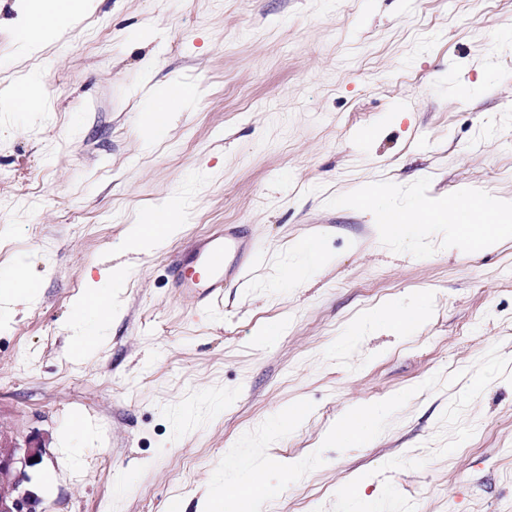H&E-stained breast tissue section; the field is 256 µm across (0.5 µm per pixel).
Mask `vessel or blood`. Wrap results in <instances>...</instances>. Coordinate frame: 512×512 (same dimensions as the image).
Instances as JSON below:
<instances>
[{
	"label": "vessel or blood",
	"mask_w": 512,
	"mask_h": 512,
	"mask_svg": "<svg viewBox=\"0 0 512 512\" xmlns=\"http://www.w3.org/2000/svg\"><path fill=\"white\" fill-rule=\"evenodd\" d=\"M261 250L248 241L238 227L224 229L194 241L186 256L175 264V286L202 301L220 298L225 289L243 283L248 270L259 260Z\"/></svg>",
	"instance_id": "1"
}]
</instances>
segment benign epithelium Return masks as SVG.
Returning a JSON list of instances; mask_svg holds the SVG:
<instances>
[{
    "label": "benign epithelium",
    "instance_id": "7a95c632",
    "mask_svg": "<svg viewBox=\"0 0 512 512\" xmlns=\"http://www.w3.org/2000/svg\"><path fill=\"white\" fill-rule=\"evenodd\" d=\"M45 447L31 438L23 448L12 447L0 434V512H47L43 500L25 487L28 469L42 462Z\"/></svg>",
    "mask_w": 512,
    "mask_h": 512
}]
</instances>
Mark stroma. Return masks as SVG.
<instances>
[{"label": "stroma", "mask_w": 512, "mask_h": 512, "mask_svg": "<svg viewBox=\"0 0 512 512\" xmlns=\"http://www.w3.org/2000/svg\"><path fill=\"white\" fill-rule=\"evenodd\" d=\"M33 9L0 0V270L36 290L0 320V433L45 445L29 474L50 512H200L242 456L276 492L261 512H512V241L423 224L393 243L357 204L512 197V0H93L25 47ZM177 78L198 94L152 134L143 88ZM177 191L180 232L133 247ZM227 224L264 251L203 306L166 259ZM305 240L320 258L293 282ZM116 269L104 338L76 358L74 309ZM420 296L409 332L361 329ZM378 405L369 437L339 439Z\"/></svg>", "instance_id": "stroma-1"}]
</instances>
